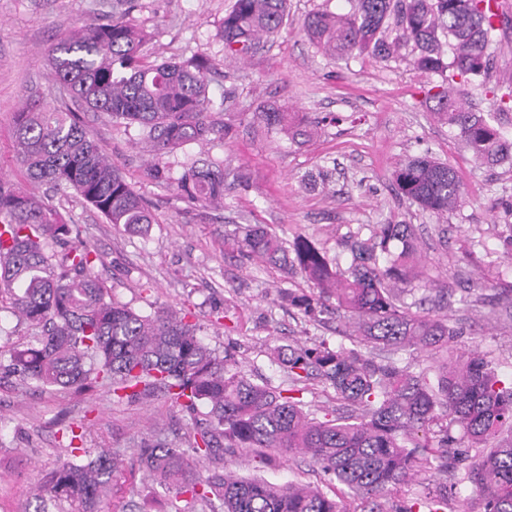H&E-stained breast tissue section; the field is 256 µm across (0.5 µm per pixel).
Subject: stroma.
<instances>
[{
  "label": "stroma",
  "instance_id": "stroma-1",
  "mask_svg": "<svg viewBox=\"0 0 512 512\" xmlns=\"http://www.w3.org/2000/svg\"><path fill=\"white\" fill-rule=\"evenodd\" d=\"M232 0H0V179L26 190L30 184L15 162L13 115L27 97L51 105L65 92L50 76L48 48L60 37L125 14L146 34L143 63L202 56L211 63L210 110L216 123L238 113L229 137L209 149L223 158L228 173H240L246 187L228 186L220 209L188 205L172 187L153 180L149 156L136 126L101 112L80 111L85 128L112 163L147 201L155 222L147 237L119 231L75 193L60 197L63 215L81 225L84 237L103 255L95 272L115 301L149 313L160 307L194 315L204 343L234 346L241 369L254 381L287 387L288 376L267 356L268 347L327 340L347 344L343 313L304 321L281 297L284 288L303 289L300 274L282 277L272 267L225 247L241 224H265L281 237L305 235L329 253L378 224H409L421 248L420 270L447 303L431 295L427 308L448 318L455 345L480 346L512 380V165L489 168L430 111L427 93L438 85L412 63L410 55L387 62L370 55L338 61L322 54L305 36L308 14L348 10L347 0H288V22L254 55L226 63L216 33ZM493 63L483 85L459 91L482 112L499 116L512 137V111L499 112L498 99L512 86V16L505 18L492 47ZM321 121L316 139L296 144L266 134L250 114L262 103ZM431 152L452 166L465 201L437 215L397 195L392 173L408 157ZM333 167L327 187L314 191L304 175ZM469 304H462L463 289ZM0 355V512H33L43 476L72 459L67 426L84 421L85 448H110L130 457L156 437L187 447L189 418L163 394L116 402L97 384L83 393L21 384L5 370ZM239 475L261 473L271 482H301L343 495L309 458L275 455L257 465L251 451L228 457ZM176 501L142 471L123 464L114 481L110 512H173Z\"/></svg>",
  "mask_w": 512,
  "mask_h": 512
}]
</instances>
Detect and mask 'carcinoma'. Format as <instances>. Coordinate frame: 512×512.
Instances as JSON below:
<instances>
[{"label": "carcinoma", "instance_id": "obj_1", "mask_svg": "<svg viewBox=\"0 0 512 512\" xmlns=\"http://www.w3.org/2000/svg\"><path fill=\"white\" fill-rule=\"evenodd\" d=\"M492 0H348L346 13L316 12L306 19L308 40L337 59L356 54L380 60L409 49L414 66L441 80L430 110L448 125L472 157L494 167L512 163V140L451 88L484 79L491 66L501 16ZM287 18V0H233L217 37L224 60L248 58ZM145 36L114 16L49 49L51 78L70 98L94 112L139 128V139L159 163L153 177L175 184L191 205L224 201V159L188 155L186 147L218 133L210 121L209 67L198 57L144 65ZM268 132L293 142L320 129L297 112L264 104L252 113ZM17 165L25 178L47 186L23 192L0 180V294L13 313L37 329L24 348L7 349L20 380L41 388L84 392L97 383L113 398L135 402L160 390L190 417L189 448L157 437L138 449L137 462L193 510L216 512H446L456 485L434 487L423 479L453 464L463 470L483 503L482 512H512V385L500 379L478 350L454 346L447 317L424 309L427 297L406 301L418 276L417 248L408 224H378L366 238L345 245L348 276L325 247L304 237L289 242L260 224L237 227L227 244L283 275L300 272L310 288L283 291L288 305L316 321L332 307L349 320L350 346L324 340L274 346L269 356L288 374V388L257 383L238 369L230 348L205 344L199 326L172 309L143 315L109 299L94 275L101 255L72 218L54 204L72 190L106 220L130 235H148L154 216L103 147L68 104L38 100L15 113ZM181 175L173 177V168ZM401 197L436 214L463 201L461 181L449 164L424 153L394 173ZM428 354V362L414 351ZM318 381L332 389L351 414L321 421L300 394ZM471 448L487 452L470 455ZM251 450L310 456L347 488V499L318 486L277 484L227 469L202 475L201 460ZM118 451L67 461L48 474L37 499L67 502L71 512H101L122 466ZM417 482L414 497L394 499L392 488Z\"/></svg>", "mask_w": 512, "mask_h": 512}]
</instances>
